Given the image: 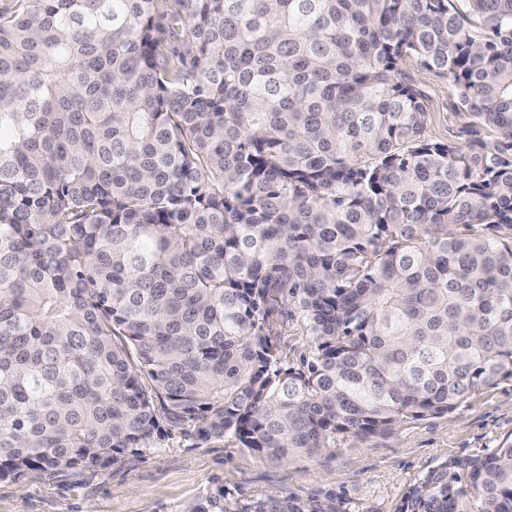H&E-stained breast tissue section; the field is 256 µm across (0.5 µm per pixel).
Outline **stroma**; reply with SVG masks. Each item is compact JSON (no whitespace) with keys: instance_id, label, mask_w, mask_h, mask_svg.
<instances>
[{"instance_id":"35a3bbf8","label":"stroma","mask_w":512,"mask_h":512,"mask_svg":"<svg viewBox=\"0 0 512 512\" xmlns=\"http://www.w3.org/2000/svg\"><path fill=\"white\" fill-rule=\"evenodd\" d=\"M405 71L426 96L428 137L457 140L460 121L448 81L411 63ZM511 441L512 382H503L447 415L283 459L242 448L230 436L200 445L176 429L162 447L127 452L104 475L73 470L49 480L31 471L2 480L0 512H180L219 486L242 512L286 496L308 505L330 501L337 512H401L431 471Z\"/></svg>"}]
</instances>
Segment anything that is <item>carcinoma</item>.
<instances>
[{
  "label": "carcinoma",
  "instance_id": "carcinoma-1",
  "mask_svg": "<svg viewBox=\"0 0 512 512\" xmlns=\"http://www.w3.org/2000/svg\"><path fill=\"white\" fill-rule=\"evenodd\" d=\"M19 2L0 481L104 474L174 429L314 453L512 381V0ZM408 62L450 80L467 148L426 137ZM457 468L401 512H512V442ZM181 512L239 510L221 487ZM281 336H277L281 355L290 367H299L307 353L310 336L299 318L289 319L278 325Z\"/></svg>",
  "mask_w": 512,
  "mask_h": 512
}]
</instances>
